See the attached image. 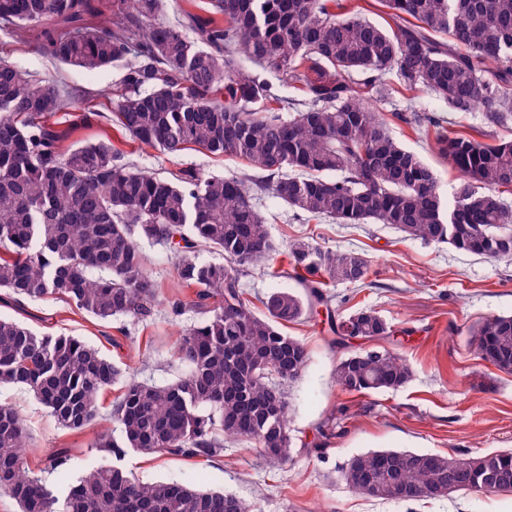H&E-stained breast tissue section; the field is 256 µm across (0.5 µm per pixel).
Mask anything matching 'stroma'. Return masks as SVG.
I'll return each mask as SVG.
<instances>
[{"label": "stroma", "instance_id": "35a3bbf8", "mask_svg": "<svg viewBox=\"0 0 512 512\" xmlns=\"http://www.w3.org/2000/svg\"><path fill=\"white\" fill-rule=\"evenodd\" d=\"M0 57L30 75L57 80L78 96L82 109L109 112L121 67L93 71L55 66L36 53L20 35L0 29ZM400 95L379 108L393 137L433 169L442 194H450L457 172L433 152L422 132L400 121ZM417 110L440 120L442 133L486 135L488 142L512 139V126L489 123L484 112H451L422 93ZM139 168L161 178L182 168L202 176H239L246 166L230 157L188 150L170 155L146 149L131 157ZM267 219L276 246L263 263L241 270L245 297L254 311L275 288L289 287L281 273L288 267V247L307 240L328 250L353 249L368 261L361 284L332 287L333 301L311 318L285 324L284 333L302 342L308 360L299 378L285 385L289 429L295 448L285 462L261 460L245 442L228 441L212 458H181L129 452L122 466L143 481H179L204 490L226 489L244 500L249 512H512L510 493H453L436 499L395 503L350 490L341 477L348 461L379 449L412 450L446 456L475 455L512 449V374L483 361L469 345V333L485 318L512 314V260L460 252L445 243L428 244L404 236L387 224H339L312 220L270 195L255 201ZM158 297L146 320H104L67 300L49 296L29 300L0 289V317L15 320L41 335L77 336L142 381L171 383L182 372L177 352L187 330L200 317L193 290L181 287L172 250L141 241ZM182 301L181 312L172 304ZM359 308H371L388 323L400 353L413 370L396 391L351 393L336 383L333 372L346 348L333 346L332 324ZM122 391L114 384L100 399L99 418L82 431L60 426L31 392L0 388V403L12 406L28 433L27 469L65 498L70 484L105 458L93 449L99 433L116 432L110 418ZM65 450L69 466L51 471L53 453Z\"/></svg>", "mask_w": 512, "mask_h": 512}]
</instances>
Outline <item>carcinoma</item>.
<instances>
[{"instance_id":"cac0c4a2","label":"carcinoma","mask_w":512,"mask_h":512,"mask_svg":"<svg viewBox=\"0 0 512 512\" xmlns=\"http://www.w3.org/2000/svg\"><path fill=\"white\" fill-rule=\"evenodd\" d=\"M382 27L349 0H206L172 23L165 0H0V26L26 35L44 57L88 70L120 65L112 115L81 112L73 125L106 120L139 148L176 155L190 147L245 161L242 177L171 179L134 169L109 138L63 148L68 131L47 119L74 112L72 94L0 59V288L30 300L60 295L96 317L151 316L157 288L137 239L175 244L177 274L207 316L182 338L185 366L168 384L129 378L111 418L120 435L93 447L182 458L214 457L224 438L248 440L262 457L292 454L281 382L307 362L304 345L281 331L328 302L329 283H358L368 264L357 251H323L298 241L286 256L300 290L278 288L256 313L238 268L274 251L254 199L270 193L308 218L390 224L424 243L487 258H512V140L436 134L433 149L460 174L448 196L434 171L402 148L376 105L408 92L401 119L438 127L418 112L426 92L453 112L512 122V0H380ZM192 34H187V31ZM244 56L295 85L296 116ZM202 247L227 264L203 262ZM335 343L383 339L392 330L360 308L336 324ZM479 357L512 373V314L472 332ZM358 348L336 362L349 392L397 390L412 377L393 349ZM121 370L82 338L38 335L0 317V385L21 386L72 431L100 416V397ZM27 432L0 404V488L20 512H249L235 494L180 482L145 483L100 464L73 483L62 510L26 470ZM479 476L459 485L462 472ZM354 492L398 502L451 492L512 493V449L474 456L372 450L342 469Z\"/></svg>"}]
</instances>
